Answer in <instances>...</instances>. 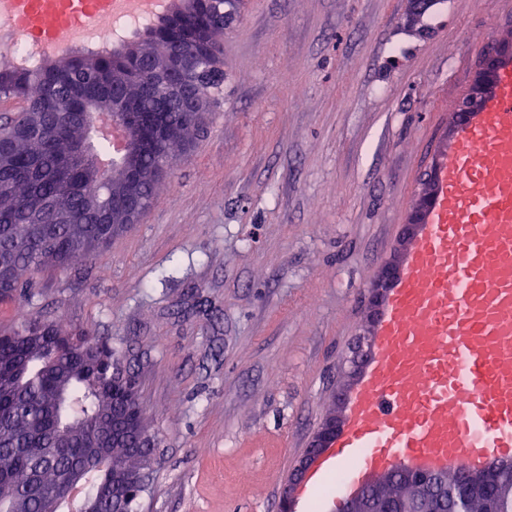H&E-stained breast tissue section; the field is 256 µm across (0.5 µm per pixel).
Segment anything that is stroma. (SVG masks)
<instances>
[{"mask_svg":"<svg viewBox=\"0 0 512 512\" xmlns=\"http://www.w3.org/2000/svg\"><path fill=\"white\" fill-rule=\"evenodd\" d=\"M245 0L224 96L154 205L92 263L32 275L0 328L95 329L139 374L141 512H279L512 0ZM289 82H282V72ZM399 270V259L394 256L381 269L377 279L372 284L370 290L371 301L375 307L384 304L388 287L397 275Z\"/></svg>","mask_w":512,"mask_h":512,"instance_id":"obj_1","label":"stroma"}]
</instances>
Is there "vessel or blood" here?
<instances>
[{
    "instance_id": "1",
    "label": "vessel or blood",
    "mask_w": 512,
    "mask_h": 512,
    "mask_svg": "<svg viewBox=\"0 0 512 512\" xmlns=\"http://www.w3.org/2000/svg\"><path fill=\"white\" fill-rule=\"evenodd\" d=\"M53 0L32 29L63 36ZM422 231L377 319L369 362L307 484L405 464L445 474L512 460V61L436 165Z\"/></svg>"
}]
</instances>
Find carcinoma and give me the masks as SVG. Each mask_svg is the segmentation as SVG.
<instances>
[{
    "label": "carcinoma",
    "mask_w": 512,
    "mask_h": 512,
    "mask_svg": "<svg viewBox=\"0 0 512 512\" xmlns=\"http://www.w3.org/2000/svg\"><path fill=\"white\" fill-rule=\"evenodd\" d=\"M241 5L215 0L204 21L181 29L183 47L204 70L187 76L176 93L152 77L139 97L126 99L140 75L122 62V44L44 61L32 71L0 65V101L22 104L18 115L0 122V250L13 254L19 271L90 262L153 206L156 183L173 167V147L193 142L223 95V61L216 54ZM121 101L123 111L150 116L155 129L142 155L143 180L126 198L113 195L112 183L88 179L112 144L94 113ZM64 112L81 117L74 129L79 156L67 179L57 174L66 146ZM32 199L57 204L56 223L32 215ZM22 296L20 277L0 283V304ZM1 365L11 367L13 377L0 379V512H41L46 499H66L68 476L80 473L88 485H110L124 466L136 464L112 445V407L126 410L128 435L134 436L133 422L142 418L133 399L138 377L104 337L92 329L63 333L50 320L29 318L0 331ZM498 495L492 481L479 498L445 500L439 512H484L483 501Z\"/></svg>",
    "instance_id": "obj_1"
}]
</instances>
